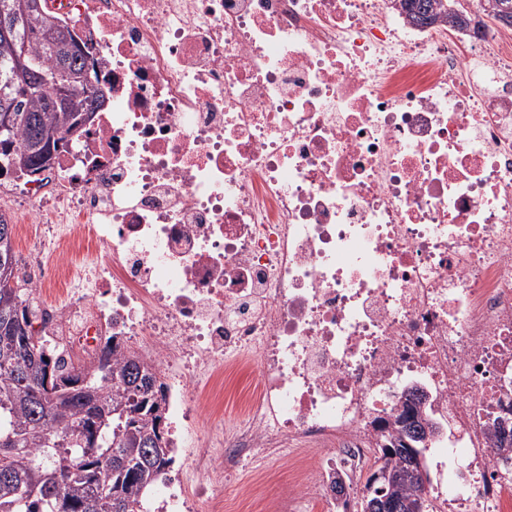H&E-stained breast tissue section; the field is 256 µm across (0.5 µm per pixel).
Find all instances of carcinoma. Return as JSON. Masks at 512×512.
Segmentation results:
<instances>
[{"mask_svg":"<svg viewBox=\"0 0 512 512\" xmlns=\"http://www.w3.org/2000/svg\"><path fill=\"white\" fill-rule=\"evenodd\" d=\"M458 0H402L408 17L423 25L445 16L468 26ZM495 16L512 24V0H490ZM64 29L45 4L17 21L11 40L0 39V102L15 111L10 146L0 148L3 168L35 174L44 149H67L70 129L89 105V89L100 86L97 59L77 39L59 42ZM37 71L66 69L79 77L56 105L28 90V75L16 63ZM14 225L0 217V512H54L57 498L71 503L65 512H147L148 491L172 463L165 437L167 387L156 367L124 350L112 337L90 367L66 368L32 328L30 293L13 284ZM376 471L403 469L406 446L400 431L381 437ZM367 478L362 495L388 498L398 512L422 499L425 487L402 478L393 486Z\"/></svg>","mask_w":512,"mask_h":512,"instance_id":"1","label":"carcinoma"}]
</instances>
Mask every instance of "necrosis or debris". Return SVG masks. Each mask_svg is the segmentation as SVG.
<instances>
[{"label": "necrosis or debris", "mask_w": 512, "mask_h": 512, "mask_svg": "<svg viewBox=\"0 0 512 512\" xmlns=\"http://www.w3.org/2000/svg\"><path fill=\"white\" fill-rule=\"evenodd\" d=\"M109 108L48 180L23 285L73 366L154 365L172 446L153 512H224L216 474L288 464L264 512H337L419 387L450 439L441 512H512V27L395 0H47ZM257 376L225 421V377ZM457 2L458 0H402L408 17L417 24H429L441 16H448V20L463 29L468 26L469 17L465 12L464 21V11L457 8Z\"/></svg>", "instance_id": "necrosis-or-debris-1"}]
</instances>
